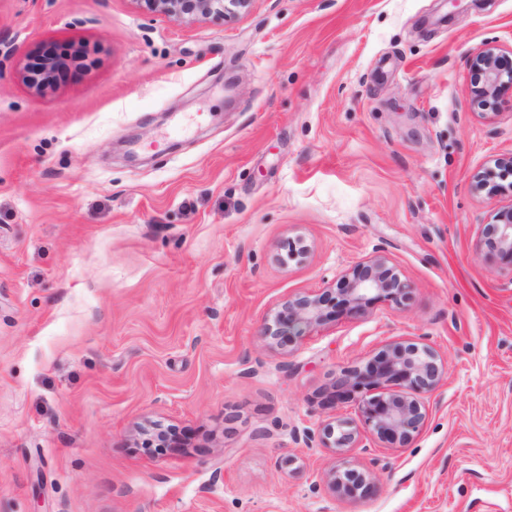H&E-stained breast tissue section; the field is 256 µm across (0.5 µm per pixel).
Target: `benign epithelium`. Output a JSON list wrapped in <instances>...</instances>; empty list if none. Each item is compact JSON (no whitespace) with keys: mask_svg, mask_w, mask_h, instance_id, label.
Masks as SVG:
<instances>
[{"mask_svg":"<svg viewBox=\"0 0 512 512\" xmlns=\"http://www.w3.org/2000/svg\"><path fill=\"white\" fill-rule=\"evenodd\" d=\"M145 7L177 21H195L211 16L234 14L248 6L250 0H142ZM507 56L497 47L487 44L475 53L470 62L473 94L485 103L512 91V67L503 64ZM63 61L39 58L24 70L29 87L43 93L52 86L55 71ZM477 250L496 256L512 266V204L498 209L491 222L478 231ZM410 285L389 260L381 255L367 258L344 272L335 296L321 294L297 296L285 301L281 310L263 324L261 336L271 347L282 344L289 336H303L327 319L331 301L351 313H359L376 301L403 303ZM445 374L442 358L430 346L408 341H393L365 366H349L340 370L332 385L333 393L368 389L383 383L399 386L384 397L362 399L358 404L363 428L348 420L324 424L319 441L326 448L343 453L357 448L363 441L362 430L369 431L380 441L404 444L423 427L427 416L424 397L432 393ZM333 493L343 499H359L371 493L369 475L356 468L333 469L326 473Z\"/></svg>","mask_w":512,"mask_h":512,"instance_id":"obj_1","label":"benign epithelium"}]
</instances>
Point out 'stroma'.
Returning a JSON list of instances; mask_svg holds the SVG:
<instances>
[{"mask_svg": "<svg viewBox=\"0 0 512 512\" xmlns=\"http://www.w3.org/2000/svg\"><path fill=\"white\" fill-rule=\"evenodd\" d=\"M489 42L512 51V0L190 23L0 0V512H512V267L476 255L512 204L511 174L496 197L473 182L512 153V93H471ZM78 45L83 67L29 88L34 56ZM374 255L407 300L266 345L284 301ZM394 340L445 361L421 430L322 447L358 417L335 373ZM348 465L368 497L328 489ZM363 434L357 425L348 420H334L324 424L320 430L319 441L325 448L343 453L349 448H359Z\"/></svg>", "mask_w": 512, "mask_h": 512, "instance_id": "obj_1", "label": "stroma"}]
</instances>
